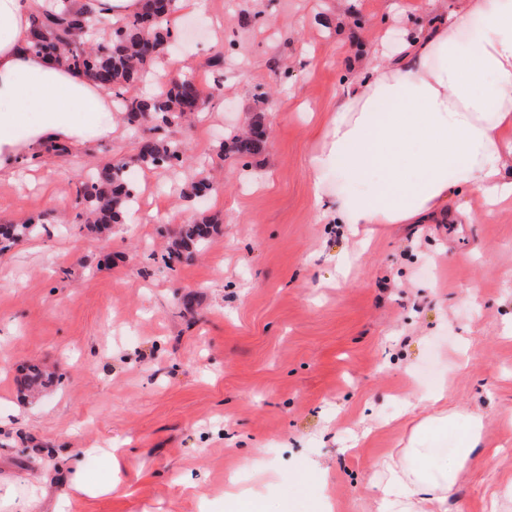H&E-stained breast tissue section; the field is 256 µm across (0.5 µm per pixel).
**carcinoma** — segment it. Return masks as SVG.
<instances>
[{"label":"carcinoma","mask_w":512,"mask_h":512,"mask_svg":"<svg viewBox=\"0 0 512 512\" xmlns=\"http://www.w3.org/2000/svg\"><path fill=\"white\" fill-rule=\"evenodd\" d=\"M171 2L145 0L141 11L105 28L94 20L92 0L77 9L71 0H53L51 6L42 7L31 18L30 48L58 59L112 93L118 111L125 113L130 125L151 119L167 128L179 126L199 112L197 103L202 99V91L195 81L179 79L162 93L150 97L130 94V89L142 81L146 67L165 54ZM263 144V130L256 125L247 133H229L220 152L247 158L259 153ZM185 152V143L180 139L143 138L133 161L116 158L102 162L77 190L78 217L89 231L97 235L108 233L112 225L123 222L130 210L135 193L134 184L127 176L130 163L145 168H175L183 165ZM34 229L31 223L0 224V254L9 251ZM215 231L216 226L207 217L177 225L171 234L168 258L193 261ZM48 380V373L33 364L27 367L19 387L29 390Z\"/></svg>","instance_id":"carcinoma-1"}]
</instances>
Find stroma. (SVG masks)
Wrapping results in <instances>:
<instances>
[{
    "label": "stroma",
    "instance_id": "obj_1",
    "mask_svg": "<svg viewBox=\"0 0 512 512\" xmlns=\"http://www.w3.org/2000/svg\"><path fill=\"white\" fill-rule=\"evenodd\" d=\"M424 8L206 0L148 77L204 89L177 130L190 162L137 171L140 214L110 238L80 228L76 186L148 127L116 112L111 137L0 176V224L41 225L0 256V495L36 480L41 512H236V490L269 512H374L377 462L412 441L455 448L452 428L411 435L454 413L479 417L482 448L448 512H512V203L456 196L467 224L314 217L309 160L344 86ZM257 119L261 153L217 155ZM202 178L222 192L181 195ZM202 214L210 244L168 260L172 229ZM26 362L57 376L39 396L17 390ZM442 383L444 401L418 404ZM112 451L118 490L78 491L108 480Z\"/></svg>",
    "mask_w": 512,
    "mask_h": 512
}]
</instances>
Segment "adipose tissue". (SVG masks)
Instances as JSON below:
<instances>
[{"label": "adipose tissue", "mask_w": 512, "mask_h": 512, "mask_svg": "<svg viewBox=\"0 0 512 512\" xmlns=\"http://www.w3.org/2000/svg\"><path fill=\"white\" fill-rule=\"evenodd\" d=\"M44 3L0 0V173L112 132L111 94L28 48ZM511 160L512 0H430L399 49L348 84L310 159L311 192L318 217L341 224H440L456 189L511 198ZM480 429L472 420L451 452L384 458L377 512H444Z\"/></svg>", "instance_id": "ef3b65f1"}]
</instances>
